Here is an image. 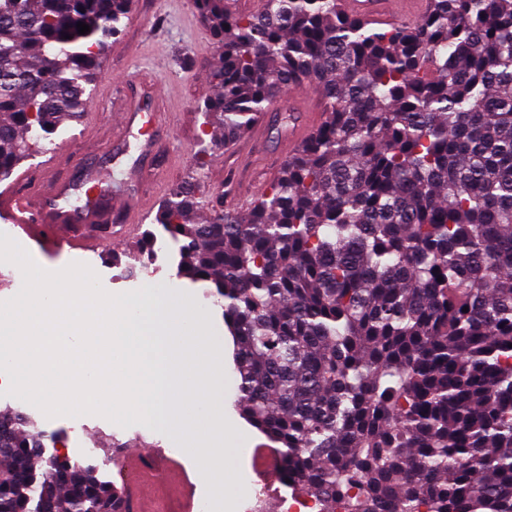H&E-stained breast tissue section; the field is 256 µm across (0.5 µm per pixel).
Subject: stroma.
<instances>
[{
	"instance_id": "35a3bbf8",
	"label": "stroma",
	"mask_w": 512,
	"mask_h": 512,
	"mask_svg": "<svg viewBox=\"0 0 512 512\" xmlns=\"http://www.w3.org/2000/svg\"><path fill=\"white\" fill-rule=\"evenodd\" d=\"M217 53L212 30L193 11L188 0H134L119 34L107 42L101 56V72L91 86L90 101L80 120L64 122L50 141L41 142L38 153L19 165L17 174L0 179V188L15 183L21 172L38 176L42 162L51 154L59 174L72 188L73 204L84 200L90 183H99L106 196L122 201L121 206L103 209L99 223L120 224L127 216L138 214L144 229L152 223L170 189L192 179L198 164L203 167V177L195 185V194L203 202L199 216H208L205 203L218 194L256 196L278 176L289 156L290 123L303 113L322 111L323 105L316 89L302 84L279 99L265 124L252 125L230 147L213 145L205 155H198L199 142L205 137L200 107L214 95L210 71ZM135 79L145 83L159 81L167 90L158 103L163 124L154 132L153 148L146 153L140 150L141 136L128 137L121 147L113 142L112 114L126 105V85ZM131 169L136 172L132 179L127 176ZM24 248L39 266L49 271L83 262L111 294L150 284L178 289L191 295L209 312L216 328L224 326L222 310L210 295L211 284L178 277L177 244H170L166 254L156 256L145 266L133 260L139 248L135 241L114 253L108 251L83 258L68 252L48 255L29 242ZM6 408L36 422L45 434L46 455H55L60 450L73 461L79 454L70 429L76 423L85 424L95 448L89 463L101 465V477L117 485L122 482L121 470L104 463L105 458L111 457L113 448L136 438L165 449L172 446L165 428L157 422L138 424L113 435L109 432L110 421L98 415L51 419L37 407L10 396L0 398V410ZM175 459L186 471L196 500L208 502L211 512H246L248 497L260 485L249 455L239 454L236 464L243 474V483L231 490L224 502L215 504L186 455L176 454Z\"/></svg>"
}]
</instances>
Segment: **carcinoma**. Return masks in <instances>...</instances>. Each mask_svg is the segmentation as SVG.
<instances>
[{
	"instance_id": "obj_1",
	"label": "carcinoma",
	"mask_w": 512,
	"mask_h": 512,
	"mask_svg": "<svg viewBox=\"0 0 512 512\" xmlns=\"http://www.w3.org/2000/svg\"><path fill=\"white\" fill-rule=\"evenodd\" d=\"M131 5L0 0L1 177L84 111ZM190 5L222 48L201 112L224 142L305 81L325 105L247 213L221 195L197 221L181 182L155 216L215 286L281 479L319 512H512V0L386 28L341 0ZM31 427L0 413V512H123Z\"/></svg>"
}]
</instances>
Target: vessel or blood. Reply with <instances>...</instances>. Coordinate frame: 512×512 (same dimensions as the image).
<instances>
[{
    "label": "vessel or blood",
    "instance_id": "obj_1",
    "mask_svg": "<svg viewBox=\"0 0 512 512\" xmlns=\"http://www.w3.org/2000/svg\"><path fill=\"white\" fill-rule=\"evenodd\" d=\"M427 0H342L344 9L371 23L411 20L422 14ZM154 87H147L136 108L114 113L118 135L130 133L134 126L151 128L160 121ZM45 187L36 193H21L13 187L0 189V222L13 225L41 250L96 254L123 246L139 229L136 222L105 227L82 223L78 208L70 206L67 185L55 181L53 162L42 165ZM125 502L138 506V512H166L169 501L183 502L185 480L169 464L165 449L152 444L128 449L123 460Z\"/></svg>",
    "mask_w": 512,
    "mask_h": 512
}]
</instances>
